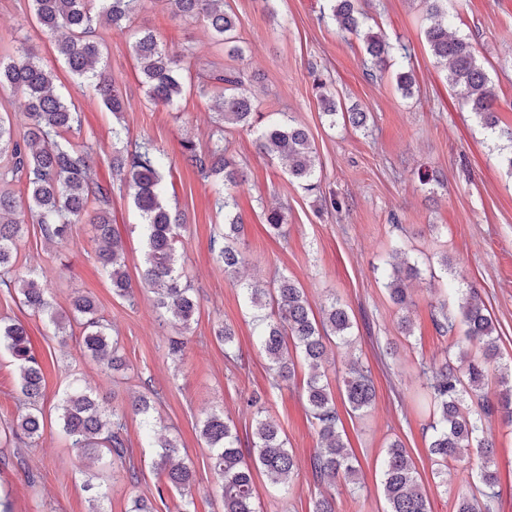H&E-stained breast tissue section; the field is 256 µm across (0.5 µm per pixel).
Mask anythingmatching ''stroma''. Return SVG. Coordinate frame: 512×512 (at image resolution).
I'll list each match as a JSON object with an SVG mask.
<instances>
[{
    "label": "stroma",
    "instance_id": "1",
    "mask_svg": "<svg viewBox=\"0 0 512 512\" xmlns=\"http://www.w3.org/2000/svg\"><path fill=\"white\" fill-rule=\"evenodd\" d=\"M460 34L469 36L497 100L496 127L459 107L446 71L424 38L421 0H361L369 26L387 42L403 44L404 64L415 76L412 95L398 90L393 70L366 71L365 46L356 35L338 31L322 17L325 0H225L237 17L243 57L232 58L216 44L205 24L174 15L166 0H148L131 28H98L107 71L128 103L114 117L87 82L73 74L29 13L28 0H0V38L31 49L54 84L81 114L72 133L88 145L94 181L109 190V209L125 243L133 300L116 296L100 271L90 224L73 225L67 243L48 244L39 225L27 224L18 248V266L46 288L55 307L68 308L73 291L90 293L102 316L119 334L127 367L103 373L88 356L80 332L55 335L52 326L24 307L14 289L0 284V318L27 328L44 370L40 405L44 431L34 443L6 441L5 433L25 408L18 376L0 352V498L12 512H90L80 462L57 424V406L72 387H86L108 404H125L145 394L164 434L176 440L196 474L191 489L195 512H221L217 477L199 437L207 414L232 420L242 453L252 448L256 416L273 421L288 440L301 469L287 486L269 487L256 473L260 512H312L322 487L310 458L318 446L303 380L276 381L257 336L255 312L242 286L260 278L287 275L304 289L312 309L338 298L353 324L354 344L334 349L327 377L332 391L342 386L349 360H359L375 386L363 416L337 403L339 426L359 463V486L338 488L335 512H384L380 462L387 445L408 448L432 512H456L458 495L475 494L479 482L462 463L437 475L429 455L428 391L422 369L442 362L448 338L435 325L439 300L475 288L496 325L501 364L512 367V169L502 157L512 144L501 132L512 129V0H451ZM151 30L173 52L188 51L182 71L184 93L178 108L152 104L130 45L135 31ZM236 69L251 76L256 109L285 112L305 127L317 149L321 195L289 181L276 159L262 152L254 134L233 129L228 154L245 172L237 188V212L244 224L241 246L248 263L225 274L210 251L222 222L214 194L181 159V143L205 146L216 137V117L201 86L216 88L215 77ZM322 74L342 107L359 105L370 114L367 129L330 125L313 91ZM127 128L130 142L149 139L168 157L163 171L165 202L181 218L179 260L195 291L198 313L189 330L160 318L155 296L140 273L144 264L141 218L128 190L112 184V127ZM280 207L287 222L270 232L267 209ZM416 261L421 278L412 288V334L400 332V311L391 301L382 272L393 250ZM235 332L232 350L216 337L219 326ZM183 338L181 356L169 342ZM258 406H250L251 398ZM483 436L494 445L499 495L493 512H512V423L499 414L485 418ZM126 438L135 478L109 485L106 512H127L132 500L152 498L156 512H177L180 496L163 490L154 468L155 449L141 432L139 417L128 416Z\"/></svg>",
    "mask_w": 512,
    "mask_h": 512
}]
</instances>
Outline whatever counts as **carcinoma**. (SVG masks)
<instances>
[{
    "mask_svg": "<svg viewBox=\"0 0 512 512\" xmlns=\"http://www.w3.org/2000/svg\"><path fill=\"white\" fill-rule=\"evenodd\" d=\"M147 0H30V8L43 33L54 38L56 50L73 73L87 81L104 105L115 115L126 111L122 95L115 90L104 68H96L103 59V44L95 38L96 29L107 26L124 30ZM222 0H167L176 16L203 20L212 30L217 44L231 57H239L237 19L231 12L217 7ZM330 18L342 32L362 36L371 68L381 72L390 66L393 53L406 57L401 49L386 42L367 28V16L358 7L359 0H326ZM426 19L425 37L432 55L445 64L448 85L462 107L480 116L485 125L495 127L496 93L488 75L479 64L469 38L449 30L448 0H423ZM132 49L141 66L151 102L172 106L183 94L180 71L187 54L166 50L150 32L135 36ZM216 80L222 83L211 94L212 110L218 120L219 136L202 148L192 141L182 143V159L202 179L212 183L218 211L224 213V225L211 241V251L227 275L246 264V253L237 246L241 225L232 215L236 199L232 194L241 180L238 164L227 157L225 132L241 129L256 135L259 147L288 163V178L312 193L319 190L316 176V148L308 132L280 113V119L257 125L254 99L244 88L245 76L226 71ZM397 89L412 94L415 78L410 70L396 73ZM0 87L17 95V112L24 119L21 131L14 129L9 113H0V182H22L28 191V210L32 222L41 225L45 240L61 244L68 240L72 225L90 219L98 244L96 257L112 283L113 293L132 297L133 291L122 248V240L112 224L107 204V190L92 189L90 148L73 143L69 135L78 123L73 104L54 93L53 75L44 70L35 54L26 48L0 54ZM318 101L324 115L336 125V96L326 83L315 79ZM342 119L356 129H364L368 113L352 108ZM165 154L151 142L122 146L112 155V174L128 188L144 223L146 253L142 281L156 288V305L161 316L182 329L189 328L196 313V301L187 284V276L177 265L180 217L164 204L162 169ZM102 207L90 212L91 198ZM24 234V220L13 191L0 188V277L8 288L15 289L24 306L43 316L55 333L65 334L71 323L82 325L83 344L92 358L107 371L124 367L118 341L107 332L98 315L95 301L87 295L72 297L70 311L54 307L47 291L29 274L16 268L19 241ZM420 276L416 264L404 262L387 274L386 288L394 304L405 311L411 304L406 281ZM244 296L258 311L259 336L270 369L284 382L294 378L296 363L288 352L293 346L307 370L304 381L310 413L315 421L320 446L310 465L316 481L329 489L339 483L358 484V466L338 429L336 402L326 376L328 346L350 344L352 322L344 305L336 298L315 315L299 287L286 275L274 279L266 288H245ZM465 326L464 335L449 345L455 361L423 369L432 407V441L430 454L437 471L448 464L474 462L482 486L484 501L460 497L456 512H488L490 502L498 496L497 471L492 468L493 445L481 437L483 419L502 412L512 422V372L497 367L494 386H489L491 365L499 358L495 325L485 305L474 290L458 297L457 303L443 302L435 324L445 334H452L457 324ZM0 350L14 363L26 412L9 433L13 438L33 443L40 438L44 419L39 407L44 377L32 350L26 328L15 320L0 319ZM375 397L372 381L362 367L353 365L344 379L343 399L352 413L361 415ZM61 431L69 447L82 457L107 455L112 473L125 470L129 448L124 437L127 414L142 419L153 430L150 401L140 396L128 406L108 407L91 393L73 389L65 393L58 405ZM201 437L218 478V491L224 512H258L259 499L253 468L262 470L270 483L285 482L300 469V462L286 446L278 426L258 419L252 442L253 462L244 460L238 448L235 427L230 419L213 413L202 421ZM157 468L181 497L179 512H192L189 498L194 481L193 470L171 438H163L157 454ZM91 494V512H104V480L91 474L84 481ZM382 490L385 512H430V503L420 483L415 464L398 440L387 447L382 461Z\"/></svg>",
    "mask_w": 512,
    "mask_h": 512,
    "instance_id": "obj_1",
    "label": "carcinoma"
}]
</instances>
